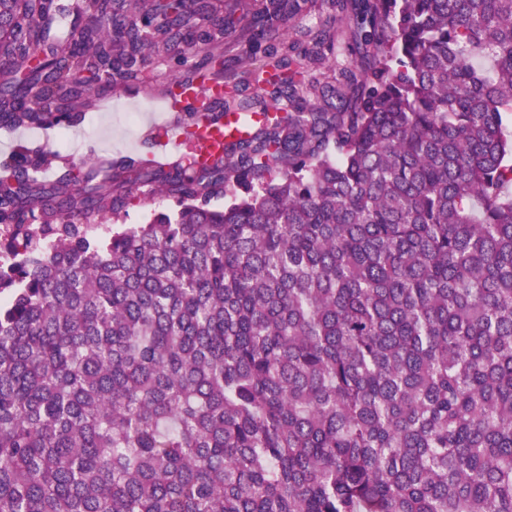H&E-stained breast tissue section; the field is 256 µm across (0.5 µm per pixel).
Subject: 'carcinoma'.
<instances>
[{"label":"carcinoma","instance_id":"1","mask_svg":"<svg viewBox=\"0 0 512 512\" xmlns=\"http://www.w3.org/2000/svg\"><path fill=\"white\" fill-rule=\"evenodd\" d=\"M327 3L344 81L245 52L269 117L202 165L0 162V512H512V0ZM59 12L0 0V127L224 81L210 0ZM149 187H140L139 190L134 192L135 198H132L129 205L125 208V212L121 213V218L116 222L118 224H146L150 218L151 212L158 203L163 204L167 209H172L176 206L174 198H160L154 196L153 198L148 194Z\"/></svg>","mask_w":512,"mask_h":512}]
</instances>
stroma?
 <instances>
[{
  "mask_svg": "<svg viewBox=\"0 0 512 512\" xmlns=\"http://www.w3.org/2000/svg\"><path fill=\"white\" fill-rule=\"evenodd\" d=\"M213 2L218 8L234 10L239 20L236 35L224 38V75L241 82L244 97L256 94L249 83L248 66L241 59L243 49L252 44L277 52L287 61L305 63L316 77L333 75L329 60H318L310 55L316 39L330 28L326 0H299L300 15L287 32L270 38L261 36L257 25L267 0ZM177 70L175 60L163 57L153 60L143 83L114 84L103 94L102 105L86 112L83 120L74 126L1 128L0 160L11 157L23 147L33 152H55L70 164L102 154L115 160L144 156L151 145L142 132L154 120L156 109L164 101L171 77Z\"/></svg>",
  "mask_w": 512,
  "mask_h": 512,
  "instance_id": "obj_1",
  "label": "stroma"
}]
</instances>
